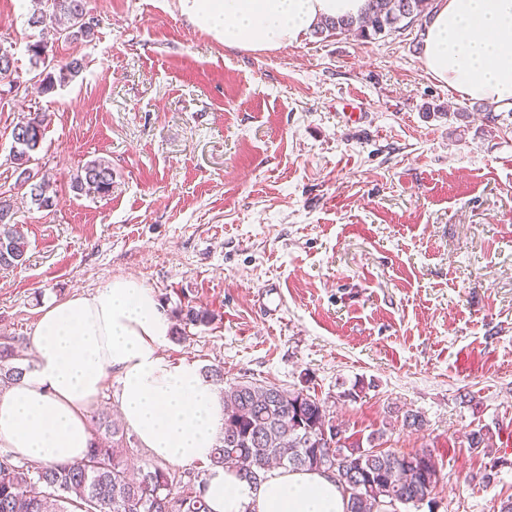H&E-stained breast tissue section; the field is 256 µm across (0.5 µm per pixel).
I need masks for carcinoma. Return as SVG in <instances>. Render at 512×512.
<instances>
[{
  "instance_id": "1",
  "label": "carcinoma",
  "mask_w": 512,
  "mask_h": 512,
  "mask_svg": "<svg viewBox=\"0 0 512 512\" xmlns=\"http://www.w3.org/2000/svg\"><path fill=\"white\" fill-rule=\"evenodd\" d=\"M48 9L35 10L28 25L48 31L53 40L92 41L98 23L86 20V0H46ZM433 0H369L359 19L327 20L319 35L358 31L364 38L400 30L427 18ZM34 72L33 85L49 94L82 70L77 59L57 60L49 44L40 39L27 45ZM15 72L12 46L0 42V81ZM28 136L24 161L12 160L18 179L29 186L31 204L39 210L54 205L49 195L50 178L28 165L41 147L50 123L45 112H30L18 120ZM106 194L112 188V167L98 158L77 171L73 188L83 185ZM11 197L0 191V266L24 264L28 241L15 218ZM176 314L184 325L208 321L207 312L194 306ZM13 357L9 345L0 346V382L21 379L23 370L4 365ZM224 436L211 457V466L232 468L249 482H258L275 464L291 469L331 473L348 498V512H397L391 507L432 505L440 483L433 453L423 448L413 453L381 451L376 441L384 433L366 439L346 434L333 422L326 402L304 389L286 390L274 384L242 381L224 389ZM105 434H94L85 459L64 466L32 467L0 461V512H209L203 494L205 482H183L170 469L128 464L130 451L124 427L105 419ZM336 430L324 437V430ZM179 495H174V490Z\"/></svg>"
}]
</instances>
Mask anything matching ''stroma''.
<instances>
[{
	"label": "stroma",
	"mask_w": 512,
	"mask_h": 512,
	"mask_svg": "<svg viewBox=\"0 0 512 512\" xmlns=\"http://www.w3.org/2000/svg\"><path fill=\"white\" fill-rule=\"evenodd\" d=\"M96 37L53 44L84 68L30 88L29 0H0L18 91L0 95V187L28 240L0 268V344L32 366L44 306L112 278L150 288L182 340L173 363L225 384L273 383L327 401L349 432L438 461L436 510L493 512L512 496V111L433 81L423 27L307 33L279 49L224 47L179 0H87ZM361 118L347 120L348 103ZM51 117L37 210L10 161L22 115ZM112 189H73L84 163ZM277 289L279 308L258 305ZM204 310V324L175 320ZM354 401L338 395L356 381ZM422 414L420 430L398 412ZM492 445L468 446L470 430ZM72 183V187L76 190L81 191L83 185L87 184L101 194L109 193L112 188V167L103 158L94 159L77 171Z\"/></svg>",
	"instance_id": "obj_1"
}]
</instances>
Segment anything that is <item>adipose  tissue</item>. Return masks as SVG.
Listing matches in <instances>:
<instances>
[{"mask_svg":"<svg viewBox=\"0 0 512 512\" xmlns=\"http://www.w3.org/2000/svg\"><path fill=\"white\" fill-rule=\"evenodd\" d=\"M179 3L225 46L260 53L299 41L318 21L358 16L367 0ZM421 58L439 84L512 109V0H436ZM170 333L151 289L131 277L43 308L31 341L35 366L0 396V448L39 465L83 458L92 441L88 410L113 378L121 418L150 456L175 467L209 465L224 410L195 364L163 356ZM204 495L211 512L347 508L334 479L316 471L273 469L254 485L210 467Z\"/></svg>","mask_w":512,"mask_h":512,"instance_id":"ef3b65f1","label":"adipose tissue"}]
</instances>
